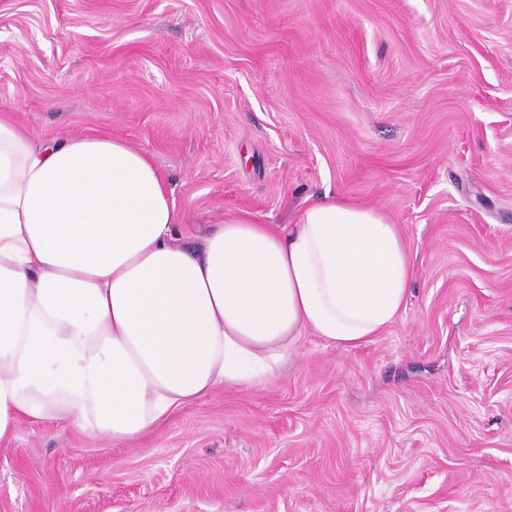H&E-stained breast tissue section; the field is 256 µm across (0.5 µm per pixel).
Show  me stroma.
Listing matches in <instances>:
<instances>
[{
	"label": "stroma",
	"instance_id": "stroma-1",
	"mask_svg": "<svg viewBox=\"0 0 512 512\" xmlns=\"http://www.w3.org/2000/svg\"><path fill=\"white\" fill-rule=\"evenodd\" d=\"M0 114L149 155L197 243L331 194L415 276L355 348L115 445L0 440V512H512V0H0Z\"/></svg>",
	"mask_w": 512,
	"mask_h": 512
}]
</instances>
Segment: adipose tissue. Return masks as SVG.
<instances>
[{
	"instance_id": "obj_1",
	"label": "adipose tissue",
	"mask_w": 512,
	"mask_h": 512,
	"mask_svg": "<svg viewBox=\"0 0 512 512\" xmlns=\"http://www.w3.org/2000/svg\"><path fill=\"white\" fill-rule=\"evenodd\" d=\"M172 192L122 140L36 141L0 115V439L61 422L121 444L216 389L266 385L305 333L356 347L399 317L397 227L325 197L183 245Z\"/></svg>"
}]
</instances>
